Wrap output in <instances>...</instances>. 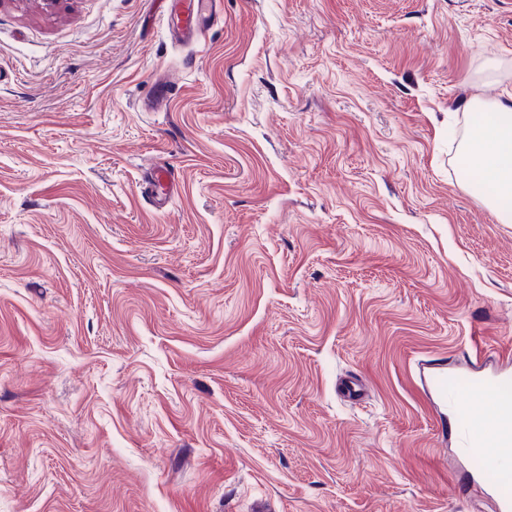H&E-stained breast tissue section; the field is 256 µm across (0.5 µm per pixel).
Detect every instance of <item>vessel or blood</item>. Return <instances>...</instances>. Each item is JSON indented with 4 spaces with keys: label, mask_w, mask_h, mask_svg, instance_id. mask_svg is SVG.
<instances>
[{
    "label": "vessel or blood",
    "mask_w": 512,
    "mask_h": 512,
    "mask_svg": "<svg viewBox=\"0 0 512 512\" xmlns=\"http://www.w3.org/2000/svg\"><path fill=\"white\" fill-rule=\"evenodd\" d=\"M212 0H173L162 18L168 29L186 42L214 18ZM431 391L442 402L460 408L467 421L459 433L465 453L490 457L498 476H512V377L494 374L464 390L448 386V374L434 371Z\"/></svg>",
    "instance_id": "vessel-or-blood-1"
}]
</instances>
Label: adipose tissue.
I'll use <instances>...</instances> for the list:
<instances>
[{
    "label": "adipose tissue",
    "instance_id": "ef3b65f1",
    "mask_svg": "<svg viewBox=\"0 0 512 512\" xmlns=\"http://www.w3.org/2000/svg\"><path fill=\"white\" fill-rule=\"evenodd\" d=\"M469 110L480 113L463 145L464 154L493 181L488 207L500 223H512V95L491 102L472 100Z\"/></svg>",
    "mask_w": 512,
    "mask_h": 512
}]
</instances>
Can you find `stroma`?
<instances>
[{
	"label": "stroma",
	"instance_id": "stroma-1",
	"mask_svg": "<svg viewBox=\"0 0 512 512\" xmlns=\"http://www.w3.org/2000/svg\"><path fill=\"white\" fill-rule=\"evenodd\" d=\"M167 7L0 0V512H493L420 377L512 372V0ZM216 0H173L171 11L162 14L169 31L185 42L193 41L201 28L216 17ZM466 108L479 114L463 145L464 154L493 181L495 192L484 199L502 224L512 223V95L492 102L471 100Z\"/></svg>",
	"mask_w": 512,
	"mask_h": 512
}]
</instances>
